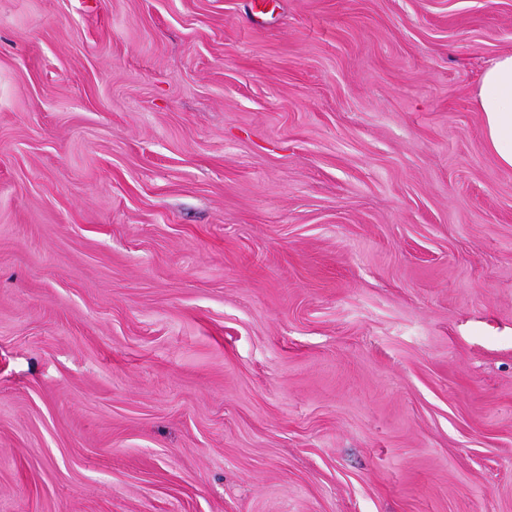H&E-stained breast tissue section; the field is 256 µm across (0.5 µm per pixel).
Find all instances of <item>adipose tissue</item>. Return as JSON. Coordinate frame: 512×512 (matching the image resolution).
<instances>
[{
	"label": "adipose tissue",
	"mask_w": 512,
	"mask_h": 512,
	"mask_svg": "<svg viewBox=\"0 0 512 512\" xmlns=\"http://www.w3.org/2000/svg\"><path fill=\"white\" fill-rule=\"evenodd\" d=\"M476 105L483 116L487 147L501 167L512 169V53L484 69Z\"/></svg>",
	"instance_id": "obj_1"
}]
</instances>
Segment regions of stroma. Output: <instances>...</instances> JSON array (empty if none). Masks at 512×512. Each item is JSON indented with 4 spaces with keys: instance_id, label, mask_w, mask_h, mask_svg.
I'll return each instance as SVG.
<instances>
[{
    "instance_id": "1",
    "label": "stroma",
    "mask_w": 512,
    "mask_h": 512,
    "mask_svg": "<svg viewBox=\"0 0 512 512\" xmlns=\"http://www.w3.org/2000/svg\"><path fill=\"white\" fill-rule=\"evenodd\" d=\"M512 0H0V512H512ZM476 105L482 112L487 147L501 167L512 169V53L484 69Z\"/></svg>"
}]
</instances>
